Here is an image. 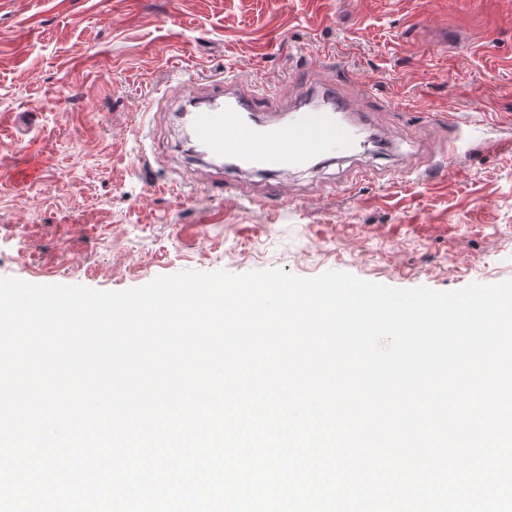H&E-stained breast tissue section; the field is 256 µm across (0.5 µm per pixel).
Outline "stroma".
I'll return each mask as SVG.
<instances>
[{
  "label": "stroma",
  "instance_id": "stroma-1",
  "mask_svg": "<svg viewBox=\"0 0 512 512\" xmlns=\"http://www.w3.org/2000/svg\"><path fill=\"white\" fill-rule=\"evenodd\" d=\"M300 50L324 67L297 69ZM289 73L337 84L379 147L277 175L214 165L220 200L194 186L182 106L223 77L290 109ZM272 268L512 280V0H0V277L121 291Z\"/></svg>",
  "mask_w": 512,
  "mask_h": 512
}]
</instances>
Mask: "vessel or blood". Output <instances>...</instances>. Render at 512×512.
I'll return each instance as SVG.
<instances>
[{"label":"vessel or blood","instance_id":"1","mask_svg":"<svg viewBox=\"0 0 512 512\" xmlns=\"http://www.w3.org/2000/svg\"><path fill=\"white\" fill-rule=\"evenodd\" d=\"M256 102V97L238 92L235 82L212 84L204 109L192 115L195 140L211 156L265 172L300 169L313 158L344 155L361 146L353 126L339 119L342 103L292 110L259 122L251 117Z\"/></svg>","mask_w":512,"mask_h":512}]
</instances>
